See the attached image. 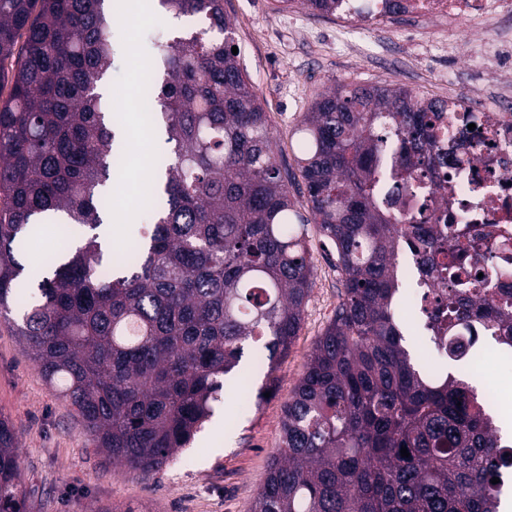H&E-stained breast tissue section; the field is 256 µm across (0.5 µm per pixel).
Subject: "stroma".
Listing matches in <instances>:
<instances>
[{"mask_svg":"<svg viewBox=\"0 0 512 512\" xmlns=\"http://www.w3.org/2000/svg\"><path fill=\"white\" fill-rule=\"evenodd\" d=\"M235 25L240 63L268 115L277 145V161L295 168L298 120L316 94L331 83L374 85L389 82L430 99L447 94L482 102L512 71L474 74L464 58L474 38L459 33L454 52L425 50L418 25L395 17L364 29L357 21L338 24L304 6L279 9L276 0H224ZM113 66L101 84L102 93L131 91L125 102L124 129L140 136V148L154 158L160 137L145 138L133 98L158 46L187 19L160 10L139 14L132 27L123 13L112 14ZM307 240L315 268L313 291L301 330L274 374L250 366L254 343H246L240 365L242 385L251 403L237 410L231 399L213 405L214 414L192 441L160 471L143 476L112 462L89 444L73 407L44 382L29 359L11 320L0 318V417L17 436L22 485L28 512H96L112 505L146 507L148 512H251L268 464L280 442L285 401L306 365L313 344L330 322L342 288L316 225ZM470 377L495 390L512 388V361L498 347H486Z\"/></svg>","mask_w":512,"mask_h":512,"instance_id":"35a3bbf8","label":"stroma"}]
</instances>
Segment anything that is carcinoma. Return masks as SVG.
<instances>
[{"instance_id":"obj_1","label":"carcinoma","mask_w":512,"mask_h":512,"mask_svg":"<svg viewBox=\"0 0 512 512\" xmlns=\"http://www.w3.org/2000/svg\"><path fill=\"white\" fill-rule=\"evenodd\" d=\"M197 25L158 51L148 81L168 149L143 196L152 222L112 259L107 183L125 164L122 112L98 83L112 66L105 0H0V316L96 451L160 470L212 414L244 343L268 373L301 329L312 286L307 225L334 248L344 298L283 407L281 445L252 512H500L486 392L448 371L488 341L512 352V258L485 224H440L425 178L486 143L482 117L389 83L330 86L281 170L264 106L232 53L224 0H159ZM336 13L338 0H276ZM476 125L474 130L468 124ZM301 177L308 212L289 186ZM45 224L71 241L32 275L21 256ZM420 267L425 366L398 314L403 249ZM483 277H478V274ZM468 333L465 339L457 332ZM410 456H401V447ZM0 512H26L16 435L0 419Z\"/></svg>"}]
</instances>
